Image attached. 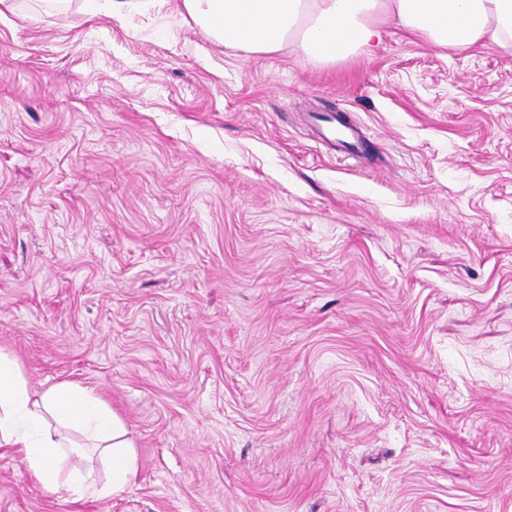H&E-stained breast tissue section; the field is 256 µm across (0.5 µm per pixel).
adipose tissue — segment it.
Segmentation results:
<instances>
[{"instance_id":"ef3b65f1","label":"adipose tissue","mask_w":512,"mask_h":512,"mask_svg":"<svg viewBox=\"0 0 512 512\" xmlns=\"http://www.w3.org/2000/svg\"><path fill=\"white\" fill-rule=\"evenodd\" d=\"M178 10L225 46L253 54L288 47L314 63L354 55L391 23L436 48L512 55V0H181ZM71 430L85 444L70 441ZM89 446L107 460L105 482L69 464ZM0 447L46 491L75 501L125 490L139 470L123 421L93 389L62 381L32 396L17 360L1 350Z\"/></svg>"}]
</instances>
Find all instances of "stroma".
Here are the masks:
<instances>
[{
    "label": "stroma",
    "instance_id": "1",
    "mask_svg": "<svg viewBox=\"0 0 512 512\" xmlns=\"http://www.w3.org/2000/svg\"><path fill=\"white\" fill-rule=\"evenodd\" d=\"M0 347L140 461L72 501L0 448V512H512V55L392 26L322 65L15 0Z\"/></svg>",
    "mask_w": 512,
    "mask_h": 512
}]
</instances>
